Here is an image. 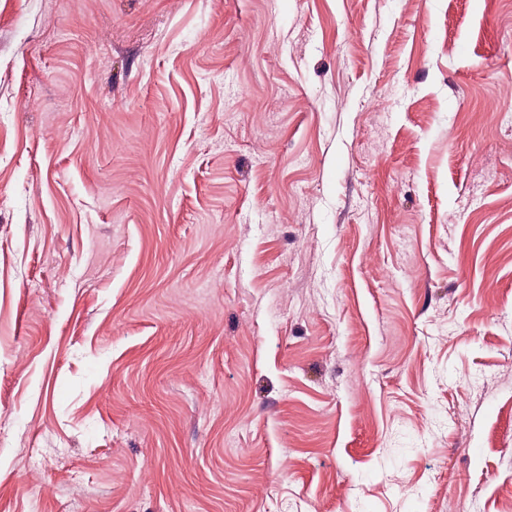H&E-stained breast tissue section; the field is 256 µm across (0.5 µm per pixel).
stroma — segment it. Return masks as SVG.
Here are the masks:
<instances>
[{
	"label": "stroma",
	"instance_id": "1",
	"mask_svg": "<svg viewBox=\"0 0 512 512\" xmlns=\"http://www.w3.org/2000/svg\"><path fill=\"white\" fill-rule=\"evenodd\" d=\"M0 512H512V0H0Z\"/></svg>",
	"mask_w": 512,
	"mask_h": 512
}]
</instances>
